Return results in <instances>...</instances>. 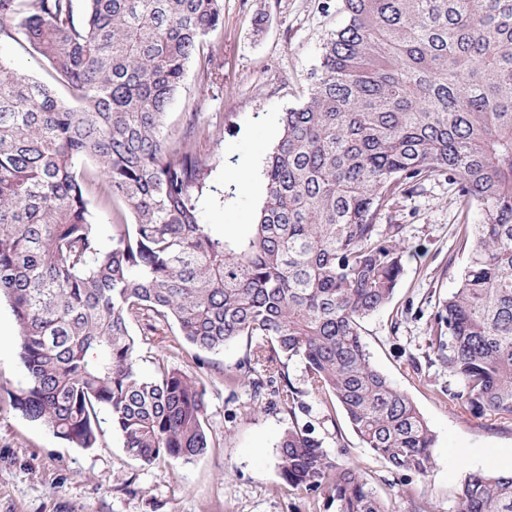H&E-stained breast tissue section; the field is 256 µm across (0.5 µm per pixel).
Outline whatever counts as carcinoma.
Returning a JSON list of instances; mask_svg holds the SVG:
<instances>
[{"label": "carcinoma", "instance_id": "1", "mask_svg": "<svg viewBox=\"0 0 512 512\" xmlns=\"http://www.w3.org/2000/svg\"><path fill=\"white\" fill-rule=\"evenodd\" d=\"M340 2L345 24L282 116L255 230L230 238L201 218L214 190L196 148L206 128L191 112L181 136L163 132L223 0H0V40L41 56L70 94L0 59V295L26 373L13 408L77 448L96 445L105 408L143 464L190 460L210 447L205 390L167 360L142 375L131 323L146 336L174 324L206 352L259 337L230 382L283 379L289 490H320L334 512H389L360 467L298 423L285 368L302 360L390 469L427 476L435 436L373 365L361 326L402 273L404 225L377 215L445 175L479 220L439 302L438 357L473 412L512 422V0ZM92 195L122 204L108 247ZM456 512H512V476L468 473Z\"/></svg>", "mask_w": 512, "mask_h": 512}]
</instances>
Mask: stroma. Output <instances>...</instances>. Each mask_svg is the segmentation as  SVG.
Returning <instances> with one entry per match:
<instances>
[{
  "label": "stroma",
  "instance_id": "1",
  "mask_svg": "<svg viewBox=\"0 0 512 512\" xmlns=\"http://www.w3.org/2000/svg\"><path fill=\"white\" fill-rule=\"evenodd\" d=\"M343 21L339 0H224V22L189 61L165 127L180 136L186 114L194 112L207 128L197 147L212 164L211 190L202 199V221L212 234L253 232L265 189L242 190L239 173L265 161L278 143L284 112L306 96L322 44ZM377 221L404 225L403 272L391 303L364 321L362 340L373 365L434 431V467L424 478L388 469L363 447L342 409L312 391L303 362L293 360L286 376L304 404L298 422L312 426L331 458L360 466L392 512H453L466 474L507 473L495 457L512 449V423L468 410L431 340L438 301L457 288L465 260L459 206L447 179L433 176L394 196ZM131 332L142 374L171 353L204 385L210 448L188 462L145 466L126 451L108 411L99 414L96 446L75 448L14 410L9 395L26 375L10 302L2 296L0 512H327L323 493L294 494L279 474L277 443L288 414L273 403L271 386L229 381L246 340L197 357L177 328H166L160 344L144 340L139 324Z\"/></svg>",
  "mask_w": 512,
  "mask_h": 512
}]
</instances>
